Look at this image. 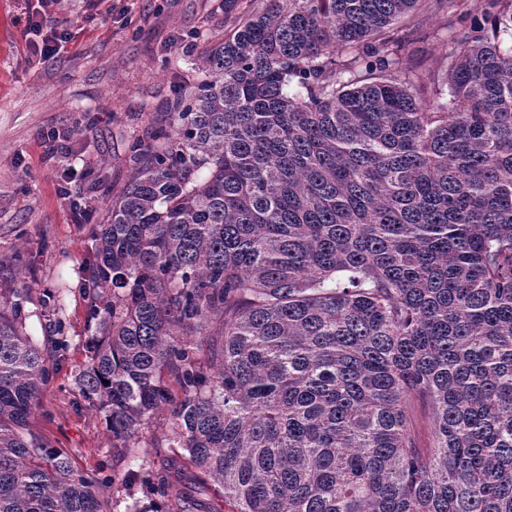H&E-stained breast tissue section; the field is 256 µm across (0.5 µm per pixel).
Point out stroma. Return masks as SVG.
Segmentation results:
<instances>
[{"label":"stroma","instance_id":"1","mask_svg":"<svg viewBox=\"0 0 512 512\" xmlns=\"http://www.w3.org/2000/svg\"><path fill=\"white\" fill-rule=\"evenodd\" d=\"M25 8L0 0V289L27 294V332L38 341L50 333L38 297L57 292L69 349L33 425L89 474H135L114 509L130 512L152 501L159 460L142 448L112 455L103 416L84 409L74 385L94 332L82 290L89 233L131 173L130 144L147 139L169 101L194 91L192 62L224 37V0H58L69 41L46 61L33 52ZM407 40L414 65L435 67L448 48L446 15L425 13Z\"/></svg>","mask_w":512,"mask_h":512}]
</instances>
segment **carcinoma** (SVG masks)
Segmentation results:
<instances>
[{
	"label": "carcinoma",
	"mask_w": 512,
	"mask_h": 512,
	"mask_svg": "<svg viewBox=\"0 0 512 512\" xmlns=\"http://www.w3.org/2000/svg\"><path fill=\"white\" fill-rule=\"evenodd\" d=\"M224 0L106 222L75 377L174 512H512V0ZM0 295V512H112L32 426L68 349ZM427 410L433 442L408 418ZM167 420L165 431L151 425ZM424 14L420 17L422 23L406 35L409 42L406 52H411L414 65L432 69L448 48L447 16Z\"/></svg>",
	"instance_id": "carcinoma-1"
}]
</instances>
